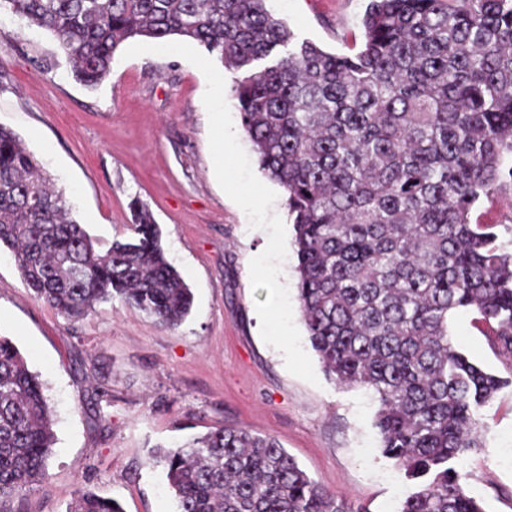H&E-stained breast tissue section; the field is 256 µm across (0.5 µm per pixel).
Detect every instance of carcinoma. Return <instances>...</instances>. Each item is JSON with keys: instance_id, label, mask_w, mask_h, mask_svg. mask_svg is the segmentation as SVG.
Instances as JSON below:
<instances>
[{"instance_id": "1", "label": "carcinoma", "mask_w": 512, "mask_h": 512, "mask_svg": "<svg viewBox=\"0 0 512 512\" xmlns=\"http://www.w3.org/2000/svg\"><path fill=\"white\" fill-rule=\"evenodd\" d=\"M49 32L93 87L125 42L196 43L231 87L257 162L286 193L301 320L326 374L373 391L382 452L411 487L398 512H484L456 462L509 379L462 353L451 313L479 315L512 357V216L471 222L512 188V0H368L352 55L295 39L267 0H0ZM105 250L0 125V248L34 297L80 320L118 299L163 327L193 295L148 206ZM53 413L0 336V512L46 476ZM176 512H350L272 437L219 426L155 450ZM68 512H124L88 490Z\"/></svg>"}]
</instances>
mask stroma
Returning a JSON list of instances; mask_svg holds the SVG:
<instances>
[{
  "instance_id": "stroma-1",
  "label": "stroma",
  "mask_w": 512,
  "mask_h": 512,
  "mask_svg": "<svg viewBox=\"0 0 512 512\" xmlns=\"http://www.w3.org/2000/svg\"><path fill=\"white\" fill-rule=\"evenodd\" d=\"M297 39L336 54L361 45L366 0H268ZM203 73L176 55L115 58L93 89L77 82L45 31L0 11V125L13 130L74 206L100 247L127 236L140 199L194 295L179 326H159L119 300L70 320L34 299L0 251V336L45 385L56 441L47 475L9 512H67L77 490L125 512H176L156 445L176 446L224 424L275 438L353 512H397L408 482L380 450L377 403L316 368L287 371L260 337L249 262L268 242L219 186L208 140ZM450 328L476 363L512 379V359L470 312ZM484 446L459 464L485 512H512V386L482 411Z\"/></svg>"
}]
</instances>
